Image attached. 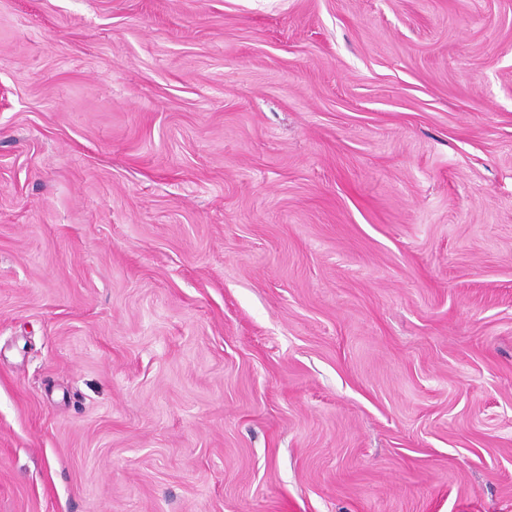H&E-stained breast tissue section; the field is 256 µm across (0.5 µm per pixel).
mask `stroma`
<instances>
[{"instance_id": "1", "label": "stroma", "mask_w": 512, "mask_h": 512, "mask_svg": "<svg viewBox=\"0 0 512 512\" xmlns=\"http://www.w3.org/2000/svg\"><path fill=\"white\" fill-rule=\"evenodd\" d=\"M0 512H512V0H0Z\"/></svg>"}]
</instances>
